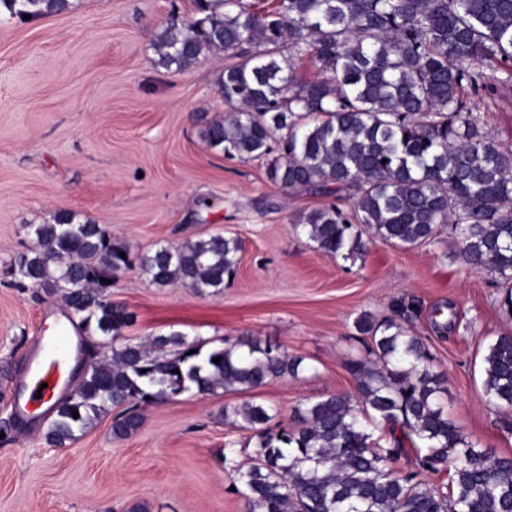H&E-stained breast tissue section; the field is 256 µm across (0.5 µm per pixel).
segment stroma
Masks as SVG:
<instances>
[{
	"instance_id": "stroma-1",
	"label": "stroma",
	"mask_w": 512,
	"mask_h": 512,
	"mask_svg": "<svg viewBox=\"0 0 512 512\" xmlns=\"http://www.w3.org/2000/svg\"><path fill=\"white\" fill-rule=\"evenodd\" d=\"M193 0H78L43 18L0 20V512H247L237 469L255 456L253 431L225 424L244 403L271 408L272 429L293 428L301 402L352 393L365 357L363 315L397 318L420 336L447 380L449 416L480 448L512 453V411L486 403L482 357L512 336V287L460 257L451 224L433 243L404 248L363 233L351 258L317 251L298 214L330 204L283 189L266 159L228 157L201 133L225 111L217 81L230 54L191 67L156 63L154 37ZM489 134L512 147V87L469 95ZM59 210L106 225L132 255L222 235L239 241L223 290L161 287L139 268L112 282L135 316L139 342L183 334L202 353L241 341L302 358L295 377L250 391L182 393L139 406V430L112 436L115 409L62 447L46 443L51 414L20 418L16 402L39 337L77 332L60 301L18 284L10 269L33 248L32 225Z\"/></svg>"
}]
</instances>
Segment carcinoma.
<instances>
[{"label": "carcinoma", "instance_id": "obj_1", "mask_svg": "<svg viewBox=\"0 0 512 512\" xmlns=\"http://www.w3.org/2000/svg\"><path fill=\"white\" fill-rule=\"evenodd\" d=\"M74 2L0 0V8L21 20ZM194 4L191 18L156 34L157 64L181 70L206 52H233L218 80L227 115L203 139L252 159L272 153L283 133L286 158L269 163L270 182L348 192L349 214L329 205L297 216L317 250L355 253L358 224L414 248L450 223L467 265L512 281V148L485 134L484 114L466 97L512 83V0H278L267 12L250 0ZM305 55L319 76L299 81L288 60ZM34 235L37 247L11 274L59 298L79 331L111 339V355L91 361L76 391L52 405L48 444L75 440L107 407L122 409L113 434L124 438L139 428L141 404L298 375L301 360L271 346L224 347L201 360L179 333L147 344L123 336L133 315L112 302L109 280L137 263L159 286L216 291L234 273L237 241L214 236L133 258L109 228L69 210ZM355 327L370 335L366 357L351 366L356 393L301 404L298 426L278 433L263 430L273 415L262 404L224 410L259 431L257 461L239 471L248 512H512V455L476 446L448 415L445 378L423 340L393 318L361 316ZM483 393L512 409V336L488 346ZM380 425L400 432L394 447L374 446ZM409 448L415 466L404 472L396 463ZM441 472L445 487L426 481Z\"/></svg>", "mask_w": 512, "mask_h": 512}]
</instances>
